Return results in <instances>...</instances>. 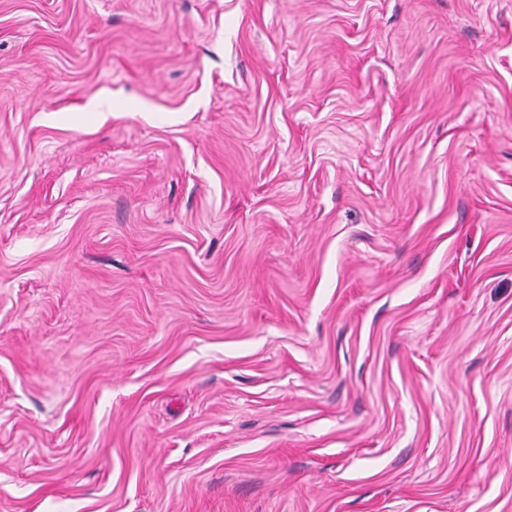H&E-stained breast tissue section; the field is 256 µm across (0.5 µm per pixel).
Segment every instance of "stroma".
Listing matches in <instances>:
<instances>
[{"instance_id": "obj_1", "label": "stroma", "mask_w": 512, "mask_h": 512, "mask_svg": "<svg viewBox=\"0 0 512 512\" xmlns=\"http://www.w3.org/2000/svg\"><path fill=\"white\" fill-rule=\"evenodd\" d=\"M0 512H512V0H0Z\"/></svg>"}]
</instances>
